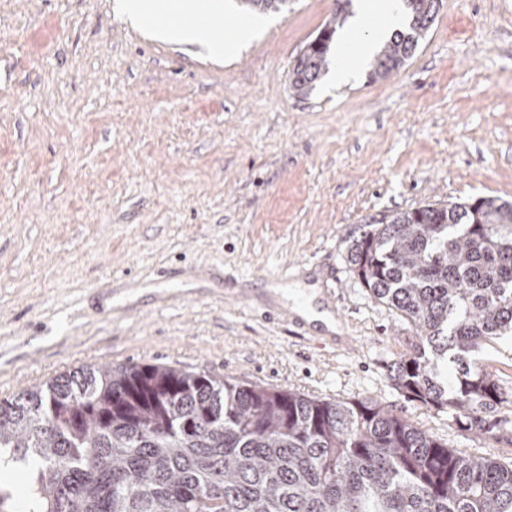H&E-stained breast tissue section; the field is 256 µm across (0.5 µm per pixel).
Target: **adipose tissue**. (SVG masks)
<instances>
[{"label": "adipose tissue", "instance_id": "ef3b65f1", "mask_svg": "<svg viewBox=\"0 0 512 512\" xmlns=\"http://www.w3.org/2000/svg\"><path fill=\"white\" fill-rule=\"evenodd\" d=\"M126 21L147 29L158 40L201 45L208 57L223 59L249 41L255 26L242 20L232 33L224 31V0H120ZM185 16L182 27H170L166 18ZM407 22L403 0H356L353 13L336 43L331 79L347 85L356 80L381 43Z\"/></svg>", "mask_w": 512, "mask_h": 512}]
</instances>
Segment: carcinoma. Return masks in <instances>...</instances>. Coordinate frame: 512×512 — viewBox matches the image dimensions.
I'll use <instances>...</instances> for the list:
<instances>
[{
	"label": "carcinoma",
	"mask_w": 512,
	"mask_h": 512,
	"mask_svg": "<svg viewBox=\"0 0 512 512\" xmlns=\"http://www.w3.org/2000/svg\"><path fill=\"white\" fill-rule=\"evenodd\" d=\"M279 10L288 0H239ZM441 0H405L409 28L371 60L386 78L415 54ZM342 10L296 57L308 94L330 62ZM348 263L408 325L393 367L410 399L493 437L508 401L474 354L512 335V203H428L364 224ZM451 361L455 375L442 374ZM29 471L24 510L0 512H512V468L477 460L365 401H328L166 365L78 367L0 399V467Z\"/></svg>",
	"instance_id": "cac0c4a2"
}]
</instances>
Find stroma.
Segmentation results:
<instances>
[{
	"label": "stroma",
	"instance_id": "35a3bbf8",
	"mask_svg": "<svg viewBox=\"0 0 512 512\" xmlns=\"http://www.w3.org/2000/svg\"><path fill=\"white\" fill-rule=\"evenodd\" d=\"M336 0H290L214 61L126 26L111 0H0V399L83 365L145 363L369 400L512 464L407 398V325L352 274L360 226L429 203L512 202V0H442L397 73L300 96L289 73ZM317 268L354 347H310L224 285ZM128 273L99 312L98 288ZM480 365L512 393V339Z\"/></svg>",
	"mask_w": 512,
	"mask_h": 512
}]
</instances>
